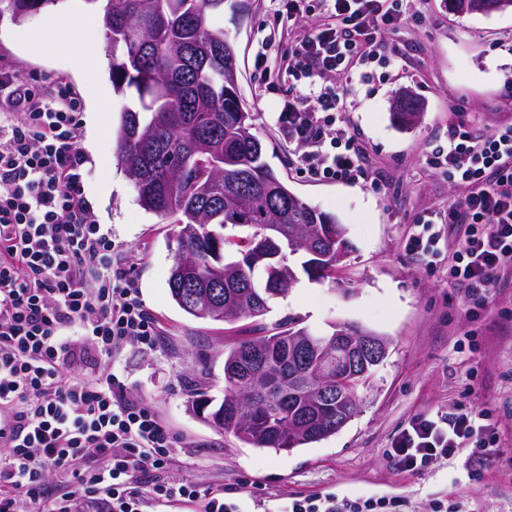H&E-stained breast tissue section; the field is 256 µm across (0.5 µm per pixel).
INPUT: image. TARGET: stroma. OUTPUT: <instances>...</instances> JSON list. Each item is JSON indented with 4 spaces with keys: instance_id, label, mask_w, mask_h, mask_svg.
Returning <instances> with one entry per match:
<instances>
[{
    "instance_id": "stroma-1",
    "label": "stroma",
    "mask_w": 512,
    "mask_h": 512,
    "mask_svg": "<svg viewBox=\"0 0 512 512\" xmlns=\"http://www.w3.org/2000/svg\"><path fill=\"white\" fill-rule=\"evenodd\" d=\"M421 22L385 34L399 69L378 68L347 99V116L366 153L372 178L345 184L318 181L297 164L298 149L270 119L287 100L288 78L265 80L255 64L262 39L278 37L268 53L288 50L290 33L311 29L301 19L281 25L269 0H235L218 23L234 42L240 92L253 116L267 163L289 189L345 228V256L329 278L301 279L274 298L267 328L300 320L318 333L350 322L385 336L388 354L359 389L354 417L336 434L276 453L241 443L196 415L191 402L203 392L224 396V352L247 337L252 319L228 324L194 318L171 299L167 280L174 263L175 225L142 209L137 192L115 160L119 115L130 105L115 92L109 61L73 70L64 50L39 54L28 42L51 43L55 26L71 12L86 22L74 35L101 33V0H59L56 6L13 21L0 11V65L11 66L49 86L65 82L81 97L80 146L85 156L81 191L94 223L109 228L114 255L125 264L158 325L154 347L125 345L113 359L87 352L72 373L96 377L112 370L115 383L136 402L149 405L178 438L163 476L225 497L272 500L299 494L387 496L402 512H431L437 500H462L467 512H512V287H501L494 306L467 319L460 292L448 282V227L434 225L442 261L419 263L406 249L413 222L443 212L463 190L446 174L429 170L425 156L447 143L448 128L467 123L485 135L512 124V8L459 14L448 0H414ZM409 92L423 105L418 123L399 128L392 102ZM487 408L500 433L496 462L471 476L466 455L416 475L389 457L392 440L414 419Z\"/></svg>"
}]
</instances>
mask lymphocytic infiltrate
<instances>
[{"label":"lymphocytic infiltrate","instance_id":"lymphocytic-infiltrate-1","mask_svg":"<svg viewBox=\"0 0 512 512\" xmlns=\"http://www.w3.org/2000/svg\"><path fill=\"white\" fill-rule=\"evenodd\" d=\"M411 0H271L278 16L316 17L315 26L268 64L287 74L290 95L272 120L302 145L297 161L314 177L356 182L369 176L346 121L352 77L378 64L395 68L384 30L412 19ZM80 101L65 86L36 84L0 67V512H243L223 489L163 479L177 446L147 404L130 400L111 378L70 374L82 341L114 356L136 342L155 345L158 326L114 261L112 235L92 223L80 193ZM427 165L465 193L447 215L418 218L406 241L418 260L437 256L431 230L448 220V279L468 318H479L494 290L512 280V125L487 136L467 124ZM498 440L491 413L458 412L412 421L391 444L403 472L415 474L467 454L489 462ZM69 489L52 495L47 473ZM261 512H396L380 497L298 495Z\"/></svg>","mask_w":512,"mask_h":512}]
</instances>
